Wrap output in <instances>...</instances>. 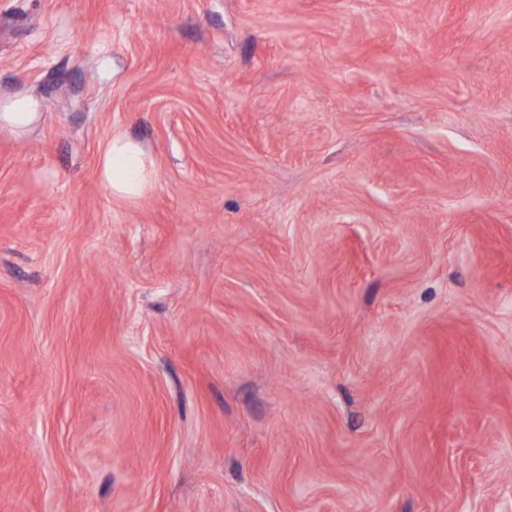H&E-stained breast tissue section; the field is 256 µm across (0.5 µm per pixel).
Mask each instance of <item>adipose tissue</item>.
I'll list each match as a JSON object with an SVG mask.
<instances>
[{
	"mask_svg": "<svg viewBox=\"0 0 512 512\" xmlns=\"http://www.w3.org/2000/svg\"><path fill=\"white\" fill-rule=\"evenodd\" d=\"M42 116V104L34 96L19 93L0 100V129L26 135ZM102 181L112 194L137 199L153 185V161L137 140L112 134L105 142L99 160Z\"/></svg>",
	"mask_w": 512,
	"mask_h": 512,
	"instance_id": "obj_1",
	"label": "adipose tissue"
}]
</instances>
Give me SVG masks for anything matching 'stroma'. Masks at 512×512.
I'll list each match as a JSON object with an SVG mask.
<instances>
[{"label": "stroma", "mask_w": 512, "mask_h": 512, "mask_svg": "<svg viewBox=\"0 0 512 512\" xmlns=\"http://www.w3.org/2000/svg\"><path fill=\"white\" fill-rule=\"evenodd\" d=\"M17 93L0 512H512V0H0ZM42 116V104L32 95L19 93L0 100V129L26 135ZM102 181L117 197L137 199L153 185V161L144 146L121 133L105 142L99 160Z\"/></svg>", "instance_id": "obj_1"}]
</instances>
